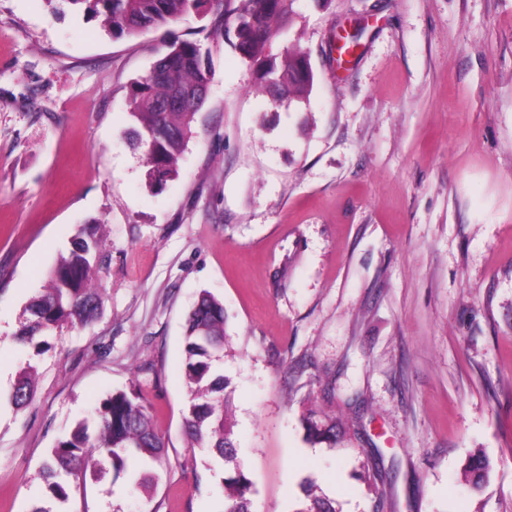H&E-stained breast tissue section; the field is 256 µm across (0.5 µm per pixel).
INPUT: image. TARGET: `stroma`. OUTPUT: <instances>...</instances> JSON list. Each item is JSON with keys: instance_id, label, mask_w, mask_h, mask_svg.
Returning a JSON list of instances; mask_svg holds the SVG:
<instances>
[{"instance_id": "35a3bbf8", "label": "stroma", "mask_w": 512, "mask_h": 512, "mask_svg": "<svg viewBox=\"0 0 512 512\" xmlns=\"http://www.w3.org/2000/svg\"><path fill=\"white\" fill-rule=\"evenodd\" d=\"M307 105H273L188 15L116 37L70 0H0V512H222L227 465L183 424L186 319L224 306L227 422L252 512H512V0H297ZM363 35L338 56L337 32ZM210 51L180 175L146 179L129 90L174 41ZM86 326L13 335L81 225ZM116 391L162 433L157 485L107 457L68 501L41 464ZM336 421L310 439L308 413ZM492 464L472 488L475 452ZM34 388L33 369L28 364L27 368L18 378L16 384L3 398L16 410H21L31 402L34 394Z\"/></svg>"}]
</instances>
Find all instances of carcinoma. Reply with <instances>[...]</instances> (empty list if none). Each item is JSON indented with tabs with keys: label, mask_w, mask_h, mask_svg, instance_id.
<instances>
[{
	"label": "carcinoma",
	"mask_w": 512,
	"mask_h": 512,
	"mask_svg": "<svg viewBox=\"0 0 512 512\" xmlns=\"http://www.w3.org/2000/svg\"><path fill=\"white\" fill-rule=\"evenodd\" d=\"M84 6L86 15L121 37L147 28H158L186 15L214 17L213 32L231 36V44L252 69L255 86L275 104L304 102L314 86L310 55L298 46L278 47L277 40L290 30L296 0H72ZM211 59L197 41L183 40L169 46L149 74L131 83L132 136L147 148L148 180L162 184L178 176V162L192 134L196 114L206 102L197 96L184 106L163 110L161 106L177 93L209 85ZM100 240L85 225L74 238L68 254L50 272V287L29 305L31 318L21 323L16 340L36 348L35 338L63 325H86L102 307L99 289L92 286L94 260ZM224 352V307L210 293L202 294L186 321L187 413L185 433L193 446L202 448L224 463L235 461L224 403L214 393L225 389L224 377L213 376ZM32 367H27L4 399L15 409L25 408L34 394ZM96 431L78 424L70 436L49 450L43 473L51 496L69 498L71 488L95 471V455L112 461L115 474L126 470L136 457L158 462L165 453L164 438L152 423L145 401L139 395L118 391L104 398L95 410ZM310 437L320 440L336 424L325 425L307 417ZM469 472L474 488L488 480L492 470L482 453L471 456ZM251 481L239 468L225 478L224 512H251ZM308 504L301 512H335L331 502L306 492Z\"/></svg>",
	"instance_id": "carcinoma-1"
}]
</instances>
